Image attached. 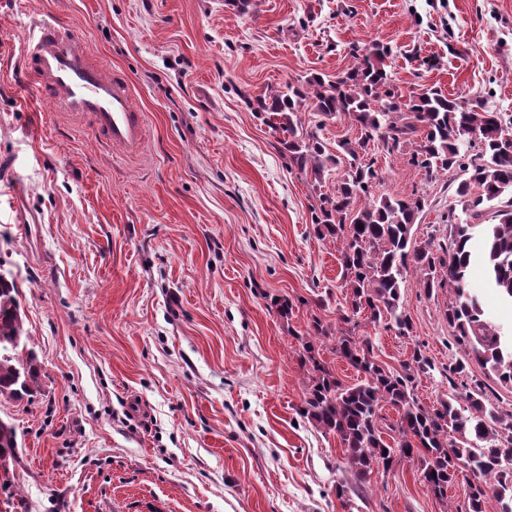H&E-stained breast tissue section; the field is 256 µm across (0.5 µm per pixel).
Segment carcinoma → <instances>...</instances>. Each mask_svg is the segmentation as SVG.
I'll list each match as a JSON object with an SVG mask.
<instances>
[{
  "label": "carcinoma",
  "mask_w": 512,
  "mask_h": 512,
  "mask_svg": "<svg viewBox=\"0 0 512 512\" xmlns=\"http://www.w3.org/2000/svg\"><path fill=\"white\" fill-rule=\"evenodd\" d=\"M358 55L356 67L332 78L312 73L285 91L256 97L255 111L276 117L278 128L289 134L285 142L289 161L299 170L311 167L316 180L333 165H346V177L336 195L322 196L314 208L315 230L321 237L342 241L340 264L350 284L345 324L365 313L370 322L411 336L413 325L401 301L404 274L411 268L423 274L420 286L430 294L451 286L456 300L448 307V324L470 347L483 365L503 382L512 383V337L483 319L477 298L465 290L473 252L472 226L450 223L449 238L434 237L417 243L412 228L425 198L373 197L371 188L379 179L374 163L360 157L371 144L387 152L400 151L417 137L408 164L432 176L457 167L465 174L456 195L466 209L479 215L486 203L495 202L499 223L491 224L484 236V257L493 287L512 303V134L502 115L430 88L418 96L402 99L390 90L391 76L386 60L388 47L374 44ZM333 118L349 117L360 135L356 142L342 141L332 154L315 136L297 135L299 112L306 105ZM473 139L478 152L470 157L460 153V144ZM358 210L352 205L359 199ZM364 229H358V225ZM14 284L0 279V395L14 400L40 392V371L36 353L27 348L24 318ZM334 352L365 374L358 384L345 385L317 358L313 341L303 344L300 361L307 366L311 382L305 392L304 416L327 433L336 435L357 478L366 480L375 471L387 472L406 459L417 462L421 480L441 501L448 499V483L461 472L470 476L468 512H484L483 504L493 495L501 512H512V422L508 434L499 426L503 414L489 410L482 394H465L466 409L452 401L422 405L415 381L434 370L419 349L400 368L389 369L376 361L369 338L351 330L335 336ZM400 415L390 430L398 437L384 440L379 423L382 404ZM458 438L448 440V431ZM18 439L13 424L0 419V461L17 459Z\"/></svg>",
  "instance_id": "cac0c4a2"
}]
</instances>
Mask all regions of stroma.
Listing matches in <instances>:
<instances>
[{"label":"stroma","instance_id":"35a3bbf8","mask_svg":"<svg viewBox=\"0 0 512 512\" xmlns=\"http://www.w3.org/2000/svg\"><path fill=\"white\" fill-rule=\"evenodd\" d=\"M55 15L129 79L145 115L136 154L108 147L53 112L20 69L34 20ZM387 45L399 94L437 87L512 119V0H0V272L14 281L42 390L0 395L17 431L0 512H465L457 477L439 501L415 462L358 483L336 436L301 416L309 375L301 336L342 329L350 290L339 244L313 224L315 181L288 162L284 136L250 105L314 72L354 67L352 47ZM300 131L328 149L355 123L305 108ZM378 194L422 196L417 240L473 216L455 195L463 174L428 176L404 152H368ZM402 285L412 337L361 319L358 335L399 367L421 346L434 363L415 394L432 407L479 387L512 411V386L448 324L452 288ZM466 289L512 332V309L488 286L483 259ZM293 304L282 320L274 298ZM315 346L343 383L361 375ZM350 486L337 497V484Z\"/></svg>","mask_w":512,"mask_h":512}]
</instances>
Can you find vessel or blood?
<instances>
[{"label":"vessel or blood","mask_w":512,"mask_h":512,"mask_svg":"<svg viewBox=\"0 0 512 512\" xmlns=\"http://www.w3.org/2000/svg\"><path fill=\"white\" fill-rule=\"evenodd\" d=\"M36 27L38 38L26 55V67L40 96L53 111L89 117L92 132L106 143L138 149L145 122L134 110L125 75L93 58L73 25L49 18Z\"/></svg>","instance_id":"obj_1"}]
</instances>
